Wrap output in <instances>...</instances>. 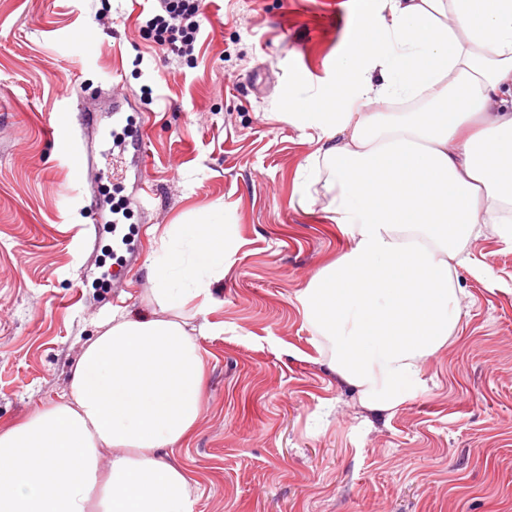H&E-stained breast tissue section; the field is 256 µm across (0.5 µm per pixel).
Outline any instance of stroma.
Listing matches in <instances>:
<instances>
[{"label": "stroma", "instance_id": "obj_1", "mask_svg": "<svg viewBox=\"0 0 512 512\" xmlns=\"http://www.w3.org/2000/svg\"><path fill=\"white\" fill-rule=\"evenodd\" d=\"M148 6L0 0V426L57 400L112 311L153 309L164 228L219 203L240 246L212 285L203 409L177 455L196 512H512V244L473 242L495 278L458 270V328L393 410L362 406L299 310L347 239L292 206L315 146L281 115L335 82L371 0H209L190 59L141 28ZM123 130L143 145L80 183L73 155Z\"/></svg>", "mask_w": 512, "mask_h": 512}]
</instances>
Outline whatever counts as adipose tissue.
Here are the masks:
<instances>
[{"label":"adipose tissue","mask_w":512,"mask_h":512,"mask_svg":"<svg viewBox=\"0 0 512 512\" xmlns=\"http://www.w3.org/2000/svg\"><path fill=\"white\" fill-rule=\"evenodd\" d=\"M456 111L441 106L459 83ZM351 104H296L316 130L296 204L324 210L348 238L298 296L330 345L329 369L365 407L389 410L423 387L426 359L463 314L458 269L486 227L512 243V0H374L336 59ZM428 98L422 124L396 106ZM464 213L461 223L448 216ZM239 242L224 209L169 225L150 264L156 311L113 312L82 347L58 401L0 427V512H195L194 483L172 458L197 425L212 332L211 285ZM193 307L200 320L181 316Z\"/></svg>","instance_id":"ef3b65f1"}]
</instances>
